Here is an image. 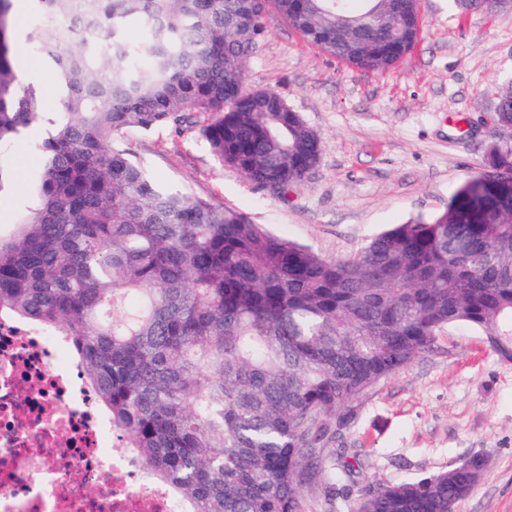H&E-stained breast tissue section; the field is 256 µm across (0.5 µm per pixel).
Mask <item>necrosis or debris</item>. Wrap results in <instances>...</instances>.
Masks as SVG:
<instances>
[{
	"label": "necrosis or debris",
	"mask_w": 512,
	"mask_h": 512,
	"mask_svg": "<svg viewBox=\"0 0 512 512\" xmlns=\"http://www.w3.org/2000/svg\"><path fill=\"white\" fill-rule=\"evenodd\" d=\"M111 433L70 337L0 310V512H194Z\"/></svg>",
	"instance_id": "1"
}]
</instances>
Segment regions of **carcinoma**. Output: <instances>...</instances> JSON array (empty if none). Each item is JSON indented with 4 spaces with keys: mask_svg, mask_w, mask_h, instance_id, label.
I'll list each match as a JSON object with an SVG mask.
<instances>
[{
    "mask_svg": "<svg viewBox=\"0 0 512 512\" xmlns=\"http://www.w3.org/2000/svg\"><path fill=\"white\" fill-rule=\"evenodd\" d=\"M392 0H0V144H33L35 206L0 236V307L71 337L112 428L196 512H309L349 466L327 421L450 326L512 361V135L445 211L327 260L240 211L162 185L120 140L191 114L223 165L283 196L321 156L284 100L249 90L244 65L271 3L326 55L386 70L412 50L419 12ZM147 39L126 37L132 22ZM58 73L45 112L17 64ZM493 125L512 130V81ZM488 459L420 479L371 481L353 512H454Z\"/></svg>",
    "mask_w": 512,
    "mask_h": 512,
    "instance_id": "obj_1",
    "label": "carcinoma"
}]
</instances>
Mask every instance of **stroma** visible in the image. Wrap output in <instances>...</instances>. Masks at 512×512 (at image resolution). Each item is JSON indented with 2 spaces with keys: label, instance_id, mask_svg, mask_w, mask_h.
Returning <instances> with one entry per match:
<instances>
[{
  "label": "stroma",
  "instance_id": "obj_1",
  "mask_svg": "<svg viewBox=\"0 0 512 512\" xmlns=\"http://www.w3.org/2000/svg\"><path fill=\"white\" fill-rule=\"evenodd\" d=\"M421 30L397 66L351 67L322 53L274 8L245 66V85L279 94L318 133L323 149L306 182L280 197L211 154L199 124L168 123L121 141L164 183L336 260L391 225L444 211L451 194L484 170L498 132L490 121L512 78V0L464 10L419 0ZM31 131L0 146L13 189L0 196V230L34 205L40 161ZM327 447L344 452L356 479L336 496L309 492L312 512H351L365 481L413 480L470 456L488 466L455 512H512V362L481 334L444 329L429 350L381 380L328 422Z\"/></svg>",
  "mask_w": 512,
  "mask_h": 512
}]
</instances>
